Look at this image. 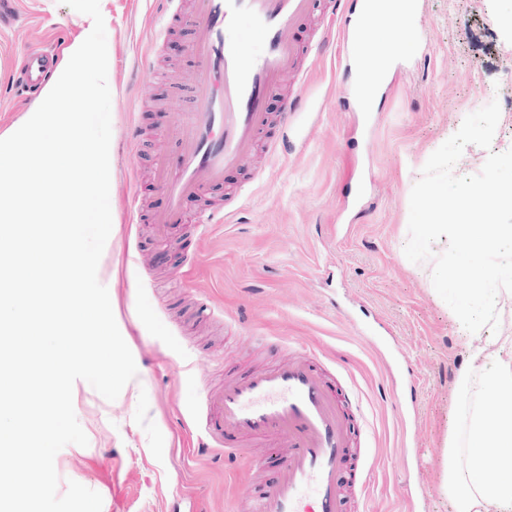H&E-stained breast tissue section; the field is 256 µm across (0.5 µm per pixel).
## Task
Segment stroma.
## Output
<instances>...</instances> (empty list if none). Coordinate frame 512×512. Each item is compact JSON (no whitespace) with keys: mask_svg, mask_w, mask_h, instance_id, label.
Wrapping results in <instances>:
<instances>
[{"mask_svg":"<svg viewBox=\"0 0 512 512\" xmlns=\"http://www.w3.org/2000/svg\"><path fill=\"white\" fill-rule=\"evenodd\" d=\"M415 38L372 111L357 108L355 51L333 34L285 81L271 112L301 105L258 155L223 184L184 202L171 244L150 219L165 205L156 183L164 141L192 68L189 0L156 39L154 0H100L110 18L111 128L117 222L100 265L137 375L116 400L86 381L73 406L87 446L55 457L58 490L98 492L102 512H239L251 449L200 447L195 418L208 388L272 361L291 343L312 349L344 394L358 432L341 473L345 512H450L441 490L452 409L450 382L466 361L435 293L443 244L420 250L423 197L449 202L512 186V0H416ZM0 29V134L32 102L14 85L26 51L68 45L80 14L61 0H14ZM208 207L224 221L198 227Z\"/></svg>","mask_w":512,"mask_h":512,"instance_id":"obj_1","label":"stroma"}]
</instances>
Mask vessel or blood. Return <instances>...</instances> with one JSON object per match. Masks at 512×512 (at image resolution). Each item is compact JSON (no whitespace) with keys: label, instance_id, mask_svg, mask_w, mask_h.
<instances>
[{"label":"vessel or blood","instance_id":"vessel-or-blood-1","mask_svg":"<svg viewBox=\"0 0 512 512\" xmlns=\"http://www.w3.org/2000/svg\"><path fill=\"white\" fill-rule=\"evenodd\" d=\"M315 0H191L198 35L190 44L193 112L168 130L175 161H162L157 181L168 199L156 213L160 234L182 223V201L224 174L250 163L258 149L276 153L278 141L261 143L271 114L268 101L301 52L293 29L311 15ZM54 50L32 48L18 79L27 91L48 75ZM213 409L202 431L214 451L233 454L236 443L280 451L276 477L247 493L243 512H343L341 465L353 444L343 403L305 348L208 395Z\"/></svg>","mask_w":512,"mask_h":512}]
</instances>
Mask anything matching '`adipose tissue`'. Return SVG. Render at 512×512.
Listing matches in <instances>:
<instances>
[{
  "instance_id": "adipose-tissue-1",
  "label": "adipose tissue",
  "mask_w": 512,
  "mask_h": 512,
  "mask_svg": "<svg viewBox=\"0 0 512 512\" xmlns=\"http://www.w3.org/2000/svg\"><path fill=\"white\" fill-rule=\"evenodd\" d=\"M414 0H361L357 22L372 18L378 36L356 56V86L362 111H371L377 89L391 71L413 33L408 19ZM512 204V187L489 196L475 191L462 199L463 209H476L483 222L465 219L448 221V203L430 201L432 221L423 233L447 240L452 258L448 269L460 272L466 255L488 254L494 263L473 273L470 287L461 289L460 302L451 314L461 331L467 360L456 371L451 383L452 415L455 429L448 433V464L442 491L451 512H512V336L492 335L489 322L495 313L489 307L485 282L512 274V225L495 224L489 219L492 209ZM494 449L498 475L487 479L482 457Z\"/></svg>"
}]
</instances>
